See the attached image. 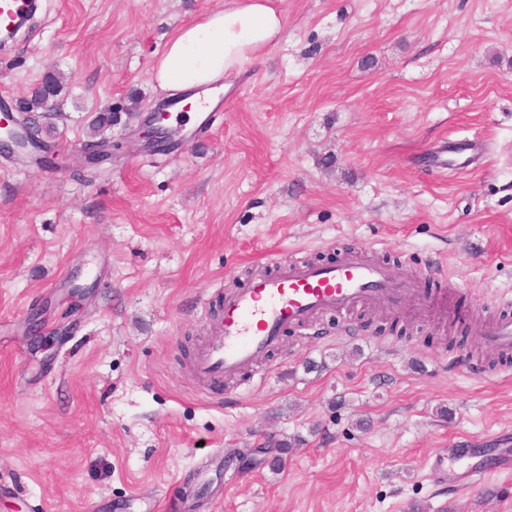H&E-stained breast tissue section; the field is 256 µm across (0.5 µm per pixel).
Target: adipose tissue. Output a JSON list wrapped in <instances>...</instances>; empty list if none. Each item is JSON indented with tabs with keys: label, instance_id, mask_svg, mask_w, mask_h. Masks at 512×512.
Segmentation results:
<instances>
[{
	"label": "adipose tissue",
	"instance_id": "1",
	"mask_svg": "<svg viewBox=\"0 0 512 512\" xmlns=\"http://www.w3.org/2000/svg\"><path fill=\"white\" fill-rule=\"evenodd\" d=\"M284 31L274 0H225L222 9L173 32L155 63L154 79L173 94L211 87L258 60Z\"/></svg>",
	"mask_w": 512,
	"mask_h": 512
}]
</instances>
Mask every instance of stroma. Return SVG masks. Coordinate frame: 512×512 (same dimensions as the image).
Returning a JSON list of instances; mask_svg holds the SVG:
<instances>
[{
  "label": "stroma",
  "mask_w": 512,
  "mask_h": 512,
  "mask_svg": "<svg viewBox=\"0 0 512 512\" xmlns=\"http://www.w3.org/2000/svg\"><path fill=\"white\" fill-rule=\"evenodd\" d=\"M283 38L171 153L134 123L93 181L89 125L168 93L153 65L224 0H39L0 50V101L46 74L50 168L0 157V512H512L436 495L430 456L512 433V363L384 307L285 332L255 374L190 362L253 272L344 251L430 274L460 313L512 314V0H276ZM474 145L451 171L435 153ZM56 337L47 350L27 332Z\"/></svg>",
  "instance_id": "stroma-1"
}]
</instances>
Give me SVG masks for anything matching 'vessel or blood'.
I'll return each instance as SVG.
<instances>
[{"label":"vessel or blood","mask_w":512,"mask_h":512,"mask_svg":"<svg viewBox=\"0 0 512 512\" xmlns=\"http://www.w3.org/2000/svg\"><path fill=\"white\" fill-rule=\"evenodd\" d=\"M444 299L421 286L420 275L408 269L345 252L334 264L298 261L277 274L253 279L224 297V315L192 363L195 374L209 382L233 379L279 343L282 331L302 327L322 314L357 306L430 311ZM482 345L498 354L512 353V318L500 317L480 330ZM451 483L465 494L512 472V461L492 458L486 439L466 437L459 443L458 465Z\"/></svg>","instance_id":"b4317fda"}]
</instances>
